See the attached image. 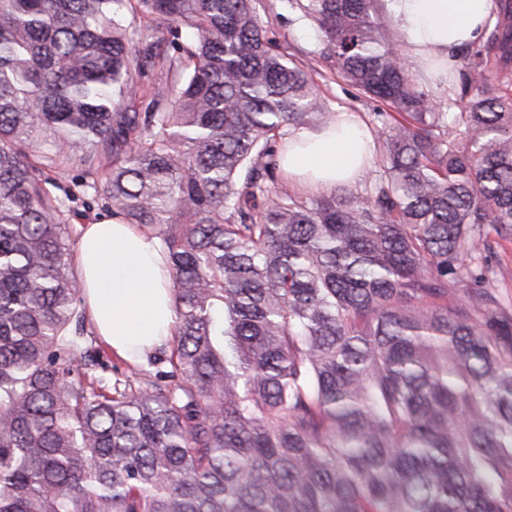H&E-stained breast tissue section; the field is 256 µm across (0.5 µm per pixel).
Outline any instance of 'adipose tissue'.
<instances>
[{
	"instance_id": "1",
	"label": "adipose tissue",
	"mask_w": 512,
	"mask_h": 512,
	"mask_svg": "<svg viewBox=\"0 0 512 512\" xmlns=\"http://www.w3.org/2000/svg\"><path fill=\"white\" fill-rule=\"evenodd\" d=\"M407 53L420 65L452 71L457 50L478 40L498 10L496 0H389ZM335 126L304 130L285 144L281 164L314 190L352 182L370 171L373 136L360 116L341 110ZM75 263L82 298L98 334L127 360L142 358L171 335L172 284L158 240L112 217L81 225Z\"/></svg>"
}]
</instances>
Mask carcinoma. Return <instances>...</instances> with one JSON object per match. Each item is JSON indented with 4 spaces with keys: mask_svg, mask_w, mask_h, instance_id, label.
Instances as JSON below:
<instances>
[{
    "mask_svg": "<svg viewBox=\"0 0 512 512\" xmlns=\"http://www.w3.org/2000/svg\"><path fill=\"white\" fill-rule=\"evenodd\" d=\"M268 2L0 0V512H512V307L477 256L512 239V0L458 112L386 0H283L307 67ZM321 59L390 111L364 189L304 199L279 152L336 116ZM92 201L159 239L177 319L166 369L109 386ZM270 36L275 37L281 47L292 54L294 60L300 65H306L308 56L307 52L317 46L316 34L314 30L306 24L298 22H290L292 16L288 11L282 9L278 2L270 11ZM277 13H282L280 17H276Z\"/></svg>",
    "mask_w": 512,
    "mask_h": 512,
    "instance_id": "cac0c4a2",
    "label": "carcinoma"
}]
</instances>
